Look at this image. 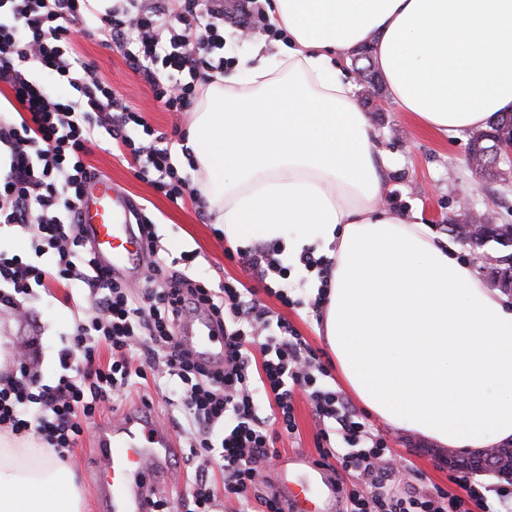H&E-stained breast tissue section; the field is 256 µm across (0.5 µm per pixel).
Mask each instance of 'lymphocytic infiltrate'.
<instances>
[{
	"label": "lymphocytic infiltrate",
	"mask_w": 512,
	"mask_h": 512,
	"mask_svg": "<svg viewBox=\"0 0 512 512\" xmlns=\"http://www.w3.org/2000/svg\"><path fill=\"white\" fill-rule=\"evenodd\" d=\"M0 8L7 11L0 18V87L9 91L4 106L12 113L0 122V225L19 230L29 243L23 255L0 251V310L26 317L21 299L36 287L75 288L81 297L58 352L63 373L55 384L41 383L22 359L0 375V430L33 434L63 457L103 407L144 382L160 391L176 379L181 390L169 421L194 466L182 512H219L215 466L224 476L223 494L236 497L239 512H283L264 470L280 456L277 441L297 429L300 390L321 424V461L335 460L355 475L345 491L346 512H512V490L487 497L464 469L451 478L455 491L411 487L395 495L403 474L385 439L326 385L330 371L320 355L257 298L258 285L288 273L279 245L238 251L250 283L216 287L191 274L195 253L160 256L155 224L139 211L136 227L150 246L140 287L113 279L85 250L77 204L84 182L97 175L85 162L99 144L97 130L108 134V147L125 148L135 176L151 180L171 202L200 192L179 176L166 136L140 142L126 134L141 116L76 53L75 36L124 50L156 99L168 111L186 112L196 80L224 67L225 19L255 23L260 11L253 0H0ZM36 68L72 88L73 96L47 89L33 77ZM185 72L186 83L179 79ZM202 311L224 333L223 367L206 364L175 338L178 324ZM103 344L110 353L104 364L96 360Z\"/></svg>",
	"instance_id": "lymphocytic-infiltrate-1"
}]
</instances>
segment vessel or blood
<instances>
[{"label": "vessel or blood", "mask_w": 512, "mask_h": 512, "mask_svg": "<svg viewBox=\"0 0 512 512\" xmlns=\"http://www.w3.org/2000/svg\"><path fill=\"white\" fill-rule=\"evenodd\" d=\"M82 222L100 265L129 283L142 279L145 252L133 235L129 201L111 179L87 181L79 201ZM177 336L213 365L224 361V338L206 314L185 322ZM95 481L103 512H150V500L174 447L172 433L153 414L136 407L96 431Z\"/></svg>", "instance_id": "b4317fda"}]
</instances>
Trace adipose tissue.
<instances>
[{"instance_id": "adipose-tissue-1", "label": "adipose tissue", "mask_w": 512, "mask_h": 512, "mask_svg": "<svg viewBox=\"0 0 512 512\" xmlns=\"http://www.w3.org/2000/svg\"><path fill=\"white\" fill-rule=\"evenodd\" d=\"M288 34L202 85L187 145L225 236L333 261L323 335L381 421L462 453L512 440V302L419 216L382 206L346 67L361 46L390 101L461 138L512 112V0H268ZM66 460L0 435V512H84Z\"/></svg>"}]
</instances>
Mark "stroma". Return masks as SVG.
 I'll return each instance as SVG.
<instances>
[{"mask_svg": "<svg viewBox=\"0 0 512 512\" xmlns=\"http://www.w3.org/2000/svg\"><path fill=\"white\" fill-rule=\"evenodd\" d=\"M75 50L86 60L94 62L99 77L118 90L139 115L143 125L131 124L128 135L136 140L146 139L148 133L186 132L191 116L167 111L143 77L127 64L122 51L106 47L94 37L77 36ZM377 149L393 159L392 168L383 181L385 207L419 213L431 232L449 238V225L467 221L460 200H468L470 209L489 214L493 223L512 224V173L496 180L480 176L467 163L468 138L451 139L422 130L413 118L382 103L379 111L369 113ZM89 163L110 177L117 189L126 193L134 204L144 205L156 224L159 242L173 256L186 250L198 251L195 272L211 285L227 279L247 281L248 275L237 262L225 254L230 242L217 236L213 220L200 219L198 207L192 202L178 206L156 191L147 181L134 177L123 160L98 149L88 158ZM469 209V210H470ZM288 293L293 303L284 306L275 296L259 292V300L281 314L298 330L309 346L316 351L326 345L318 330L321 319L312 308L320 286L316 272L302 265L288 267ZM68 291L54 288L52 294L35 290L26 302L30 312L27 320L16 321L0 314V334L9 336L11 348L30 346L37 356L36 368L42 383H55L61 373L57 352L72 319V305L67 302ZM294 411L297 430L278 443L280 453H303L317 459L315 438L318 426L311 405L303 394H296ZM393 457L408 467L407 482L420 491L433 486L449 488L451 469L447 449L379 424ZM94 429L85 430L83 437L69 453L76 481L84 491L86 512H101L93 472Z\"/></svg>", "mask_w": 512, "mask_h": 512, "instance_id": "stroma-1", "label": "stroma"}]
</instances>
